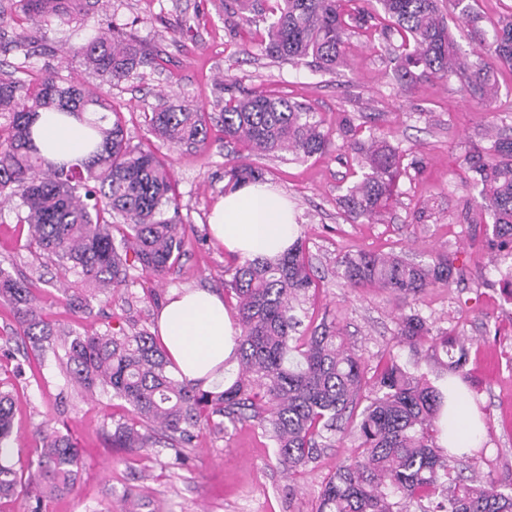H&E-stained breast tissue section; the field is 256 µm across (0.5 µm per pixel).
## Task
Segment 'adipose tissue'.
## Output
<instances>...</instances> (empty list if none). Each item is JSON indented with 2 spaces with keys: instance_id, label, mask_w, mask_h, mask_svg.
<instances>
[{
  "instance_id": "1",
  "label": "adipose tissue",
  "mask_w": 512,
  "mask_h": 512,
  "mask_svg": "<svg viewBox=\"0 0 512 512\" xmlns=\"http://www.w3.org/2000/svg\"><path fill=\"white\" fill-rule=\"evenodd\" d=\"M210 227L227 252L246 259L272 258L295 239L297 211L287 194L271 184H247L225 193L212 212ZM158 323L178 374L187 379L215 380V367L234 353L233 323L216 293L203 289L172 292ZM443 395L441 444L466 447L481 424L456 384H445Z\"/></svg>"
}]
</instances>
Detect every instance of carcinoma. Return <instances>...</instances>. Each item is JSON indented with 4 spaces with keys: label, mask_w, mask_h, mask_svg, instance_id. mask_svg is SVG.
Here are the masks:
<instances>
[{
    "label": "carcinoma",
    "mask_w": 512,
    "mask_h": 512,
    "mask_svg": "<svg viewBox=\"0 0 512 512\" xmlns=\"http://www.w3.org/2000/svg\"><path fill=\"white\" fill-rule=\"evenodd\" d=\"M467 26L482 53L466 56L447 24L443 2ZM397 37L395 71L409 85L425 77L456 78L470 96L492 104L498 98L496 68L512 70V11L487 29L470 0H376ZM16 14L32 28L71 27L98 7L107 27L70 48L85 69L109 86L125 81L152 63L140 41L125 31L110 0H12ZM274 20L262 39L267 56L307 64L333 73L345 63L350 29L372 18L363 7L344 10L342 0H274ZM31 28H23L1 52L29 60ZM19 67L0 70V199L22 200L18 222L65 272L77 277L92 297L124 291L134 273L160 280L183 255L187 225L178 220L181 205L166 164L150 148L126 137L112 101L59 70L45 72L35 89L16 76ZM44 114L73 119L84 127L74 158H50L35 143L34 126ZM224 142L255 157L287 153L294 160L350 152L357 170L338 198L352 220L381 221L401 177L422 159L386 139L362 137V126L349 117L337 133L316 119L301 102L272 95L230 96L218 115ZM152 133L173 147L200 148L207 142L209 116L163 95L149 117ZM464 155L480 201L468 224L492 221L486 247L496 253L495 270L512 271V136L492 129ZM224 176L235 188L263 179V171L243 159ZM120 234L115 241L114 233ZM447 252L428 264L400 253L346 252L336 260V274L356 288L374 283L404 298H415L436 284L452 286L459 269ZM227 287L234 292L240 334L237 376L212 389L177 378L166 350L146 332L63 333L58 359L82 392L123 400L133 419L112 422V447L137 451L156 440L170 450L171 465H188L186 448L206 431L224 430V420L256 419L273 441L278 463L292 471L317 459L331 438L352 424L360 444L326 482L318 512H512V487L492 479L461 478L435 442V423L443 395L422 376L391 358L372 373L341 336L338 324L322 321L299 330L303 303L316 287L297 236L277 258L246 259L230 268ZM0 301L10 304L22 335L42 348L53 336L39 313L33 288L0 267ZM73 315L92 314L87 300L65 296ZM398 334L420 343L433 329L417 313L402 317ZM439 346L449 370L463 372L459 341L442 334ZM17 396L0 389V499L19 489L42 512V502L69 491L78 473L79 448L59 430L37 427L41 442L36 459L12 462L13 418Z\"/></svg>",
    "instance_id": "cac0c4a2"
}]
</instances>
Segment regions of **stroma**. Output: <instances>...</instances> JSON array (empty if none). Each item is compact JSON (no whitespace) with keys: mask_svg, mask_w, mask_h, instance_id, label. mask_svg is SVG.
<instances>
[{"mask_svg":"<svg viewBox=\"0 0 512 512\" xmlns=\"http://www.w3.org/2000/svg\"><path fill=\"white\" fill-rule=\"evenodd\" d=\"M128 33L137 37L158 68H142L112 87L121 104L131 143L151 146L170 169L189 225L185 253L173 275L156 281L130 280L124 295L94 301L89 320L79 321L62 300L60 287L71 275L58 269L30 241L17 221L19 202L0 208V267L31 283L47 321L83 333L106 321L157 333L163 303L176 289L207 288L223 293L224 270L234 258L212 236L208 216L223 196L224 170L233 159L220 124L210 122L207 143L197 150L163 145L147 117L157 92L186 98L202 111L218 114L224 94L264 93L307 104L330 130L350 115L362 117L363 133L377 132L391 144L423 157L420 172L399 182L384 223L348 219L338 205L352 179L350 154L334 151L304 162L276 156L256 159L267 182L295 203L298 231L314 266L316 286L309 318L337 322L349 345L369 364L395 356L424 374L431 385L456 380L476 407L484 431L463 464L499 484L512 485V288L491 272L484 228L465 224L466 207L478 196L461 158L479 144L491 124L512 128V70L501 69L495 109L482 108L456 79L418 80L402 91L393 78L376 0L368 26L352 32L349 58L336 74H321L268 57L259 43L270 13L252 23L218 10L213 0H112ZM66 36L59 28L38 31L31 63L22 78L36 85L45 70L68 66L87 87L101 80L79 60L66 59ZM353 251H396L428 263L445 251L463 264L457 286L436 285L406 299L373 285L346 288L336 278V259ZM418 311L434 330L457 337L467 348L462 378H454L442 352L429 343L408 345L398 336L401 315ZM17 324L0 303V343L14 358L0 357V386L18 395L14 415L16 447L34 457L35 434L45 425L69 434L81 450L73 488L46 502L43 512H126V496L138 495V512H317L326 480L358 445L352 428L336 433L332 447L296 474L278 465L271 442L257 422L225 423L223 432H204L190 448V466H171L167 448L156 444L129 453L114 448L107 435L112 419L128 417L125 403H104L68 381L53 355L38 356L30 345L12 340Z\"/></svg>","mask_w":512,"mask_h":512,"instance_id":"35a3bbf8","label":"stroma"}]
</instances>
